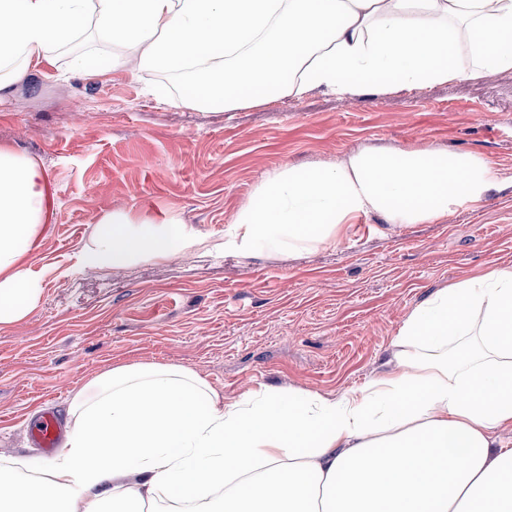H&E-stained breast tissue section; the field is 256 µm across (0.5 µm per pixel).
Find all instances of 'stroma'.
I'll return each instance as SVG.
<instances>
[{
	"label": "stroma",
	"instance_id": "stroma-1",
	"mask_svg": "<svg viewBox=\"0 0 512 512\" xmlns=\"http://www.w3.org/2000/svg\"><path fill=\"white\" fill-rule=\"evenodd\" d=\"M183 78L73 74L66 55L0 97V143L45 171L37 309L0 328V459L38 463L26 423L136 361L190 368L232 403L261 386L340 394L389 370L392 339L448 284L512 266V73L355 98L315 90L235 112L176 105ZM372 146L465 151L500 186L440 224L371 215L293 256L199 250L64 276L104 212L175 215L213 241L272 170Z\"/></svg>",
	"mask_w": 512,
	"mask_h": 512
}]
</instances>
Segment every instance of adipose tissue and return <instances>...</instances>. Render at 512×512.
<instances>
[{
    "label": "adipose tissue",
    "instance_id": "adipose-tissue-1",
    "mask_svg": "<svg viewBox=\"0 0 512 512\" xmlns=\"http://www.w3.org/2000/svg\"><path fill=\"white\" fill-rule=\"evenodd\" d=\"M112 45L84 76L192 75L180 103L231 112L324 89L414 90L512 72V0H0V93L55 67L86 23ZM468 64H461V57ZM459 151L369 147L259 184L225 251L333 247L354 224H438L495 188ZM41 167L0 144V326L36 308L29 254ZM177 216L105 213L79 257L115 270L202 244ZM391 368L336 396L264 387L224 402L199 373L112 367L75 390L65 443L22 477L0 464V512H512V267L441 288L399 327Z\"/></svg>",
    "mask_w": 512,
    "mask_h": 512
}]
</instances>
